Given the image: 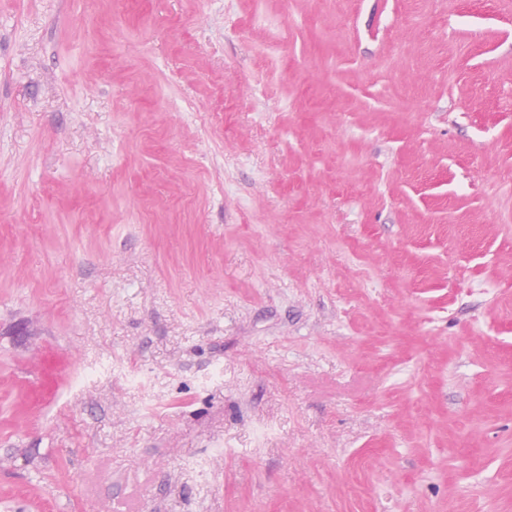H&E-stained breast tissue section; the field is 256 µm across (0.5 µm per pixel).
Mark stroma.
Here are the masks:
<instances>
[{"instance_id":"stroma-1","label":"stroma","mask_w":512,"mask_h":512,"mask_svg":"<svg viewBox=\"0 0 512 512\" xmlns=\"http://www.w3.org/2000/svg\"><path fill=\"white\" fill-rule=\"evenodd\" d=\"M0 512H512V0H0Z\"/></svg>"}]
</instances>
